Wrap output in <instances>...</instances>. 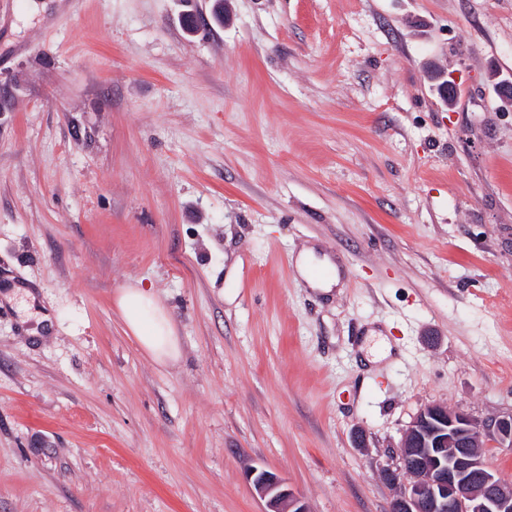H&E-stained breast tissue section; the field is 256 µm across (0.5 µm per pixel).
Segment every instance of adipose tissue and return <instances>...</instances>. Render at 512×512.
<instances>
[{"mask_svg":"<svg viewBox=\"0 0 512 512\" xmlns=\"http://www.w3.org/2000/svg\"><path fill=\"white\" fill-rule=\"evenodd\" d=\"M116 305L129 332L155 361L165 364L178 359L179 345L171 318L150 289H121Z\"/></svg>","mask_w":512,"mask_h":512,"instance_id":"adipose-tissue-1","label":"adipose tissue"}]
</instances>
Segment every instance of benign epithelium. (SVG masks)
Masks as SVG:
<instances>
[{
  "label": "benign epithelium",
  "mask_w": 512,
  "mask_h": 512,
  "mask_svg": "<svg viewBox=\"0 0 512 512\" xmlns=\"http://www.w3.org/2000/svg\"><path fill=\"white\" fill-rule=\"evenodd\" d=\"M486 441L512 450V414L483 422L442 406L424 408L399 446L402 467L413 465L415 475L397 491L390 512H512V480L476 451ZM246 479L265 512H308L279 475L252 467Z\"/></svg>",
  "instance_id": "7a95c632"
}]
</instances>
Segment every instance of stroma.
Masks as SVG:
<instances>
[{
	"label": "stroma",
	"mask_w": 512,
	"mask_h": 512,
	"mask_svg": "<svg viewBox=\"0 0 512 512\" xmlns=\"http://www.w3.org/2000/svg\"><path fill=\"white\" fill-rule=\"evenodd\" d=\"M503 80L512 0H0V512H389L422 408L511 414ZM313 254L311 251H307L301 254L297 260V267L299 269L300 274L305 277L310 284L315 288H320L322 290H330L333 284L337 283V278L335 274V267L330 262H322L323 266L331 271H334V275H330L329 277H316L312 273L313 266ZM116 305L129 332L155 361L166 364L179 358L171 318L150 289L122 288L116 296ZM246 479L256 495L265 501V512H308L302 497L276 473L251 467Z\"/></svg>",
	"instance_id": "obj_1"
}]
</instances>
